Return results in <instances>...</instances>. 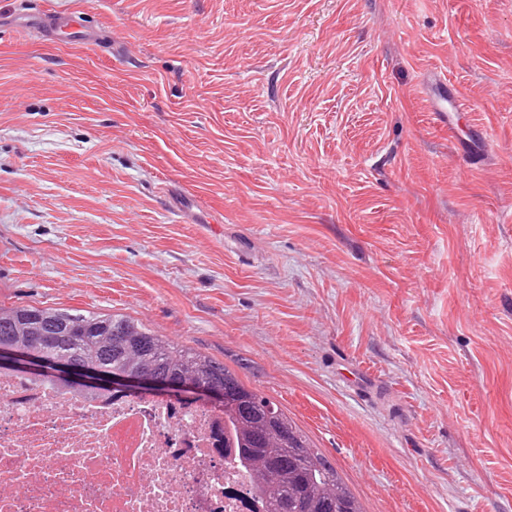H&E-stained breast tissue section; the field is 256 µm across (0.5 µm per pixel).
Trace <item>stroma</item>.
Listing matches in <instances>:
<instances>
[{
	"label": "stroma",
	"instance_id": "35a3bbf8",
	"mask_svg": "<svg viewBox=\"0 0 512 512\" xmlns=\"http://www.w3.org/2000/svg\"><path fill=\"white\" fill-rule=\"evenodd\" d=\"M0 303L224 363L365 512H512V0H0ZM51 14L48 17L41 16L36 24L46 38L54 40L61 35L65 28L71 29L72 25L69 23V17L65 12L57 10Z\"/></svg>",
	"mask_w": 512,
	"mask_h": 512
}]
</instances>
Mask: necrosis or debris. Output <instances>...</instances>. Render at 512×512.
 Wrapping results in <instances>:
<instances>
[{
	"label": "necrosis or debris",
	"instance_id": "1",
	"mask_svg": "<svg viewBox=\"0 0 512 512\" xmlns=\"http://www.w3.org/2000/svg\"><path fill=\"white\" fill-rule=\"evenodd\" d=\"M265 510L207 402L0 370V512Z\"/></svg>",
	"mask_w": 512,
	"mask_h": 512
}]
</instances>
